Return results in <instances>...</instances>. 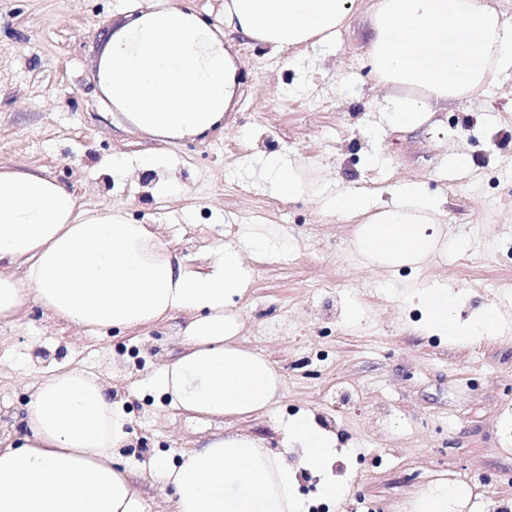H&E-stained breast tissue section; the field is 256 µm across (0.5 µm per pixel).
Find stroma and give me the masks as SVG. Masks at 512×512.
<instances>
[{
  "instance_id": "35a3bbf8",
  "label": "stroma",
  "mask_w": 512,
  "mask_h": 512,
  "mask_svg": "<svg viewBox=\"0 0 512 512\" xmlns=\"http://www.w3.org/2000/svg\"><path fill=\"white\" fill-rule=\"evenodd\" d=\"M145 2L0 0V164L42 168L82 202L157 226L196 265L210 247L269 235L273 255L253 263L236 310L240 344L278 370L282 395L238 420L193 417L149 388L182 352L187 316L92 336L32 300L0 324V440L25 434L31 385L65 366L111 380L128 417L113 460L134 473L143 512L173 510L170 490L142 468L149 459L175 463L238 433L292 461L301 450L283 447L279 428L302 413L335 434L332 468L347 488L342 501H323L318 477L301 472L298 491L312 510L416 512L422 495L460 485L466 494L453 512H512V68L471 103L438 106L417 127L384 122L368 58L371 0H357L335 52L303 48L314 73L226 29L243 65L223 124L202 139L161 143L121 113L103 116L92 79L112 25ZM457 149L468 166L449 164ZM156 152L177 162L168 192L156 191L154 174L109 172L113 158ZM271 153L300 166L306 193L259 185L258 163ZM374 154L384 168L369 167ZM404 181L443 202L430 227L436 246L419 263L357 255L355 220L318 202L345 190L386 202ZM436 282L459 294L460 321L490 307L498 331L459 342L427 334L412 295Z\"/></svg>"
}]
</instances>
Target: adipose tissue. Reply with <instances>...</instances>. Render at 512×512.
<instances>
[{"mask_svg": "<svg viewBox=\"0 0 512 512\" xmlns=\"http://www.w3.org/2000/svg\"><path fill=\"white\" fill-rule=\"evenodd\" d=\"M355 0H225L224 20L274 50L311 44L334 50ZM370 61L378 85L395 87L384 110L402 127L419 125L435 104L468 99L512 67V20L491 0H374ZM96 87L106 107L143 133L194 138L219 123L237 87L238 64L195 11L147 5L110 31L96 58ZM259 180L272 193L306 190L296 162L262 160ZM378 206L365 194L325 197L329 210L361 218L355 245L365 258L397 266L424 260L427 232L442 212L416 182L394 186ZM267 257L270 240L212 248L203 266L179 257L148 225L121 211L79 203L41 169L0 166V322L36 298L49 315L87 333L135 329L186 313L182 354L151 379L170 406L204 416L240 417L273 406L280 376L237 341L233 311L251 282L242 250ZM429 333L464 339L489 335L493 309L472 323L454 315L446 286L422 289ZM127 416L98 377L59 368L40 381L26 406L27 435L0 448V512H143L132 473L114 464ZM283 445H300L296 464L271 455L260 440L228 434L178 463L151 459L173 493V512H305L298 474L320 477L326 499L347 489L331 469L336 438L304 416L281 428Z\"/></svg>", "mask_w": 512, "mask_h": 512, "instance_id": "1", "label": "adipose tissue"}]
</instances>
